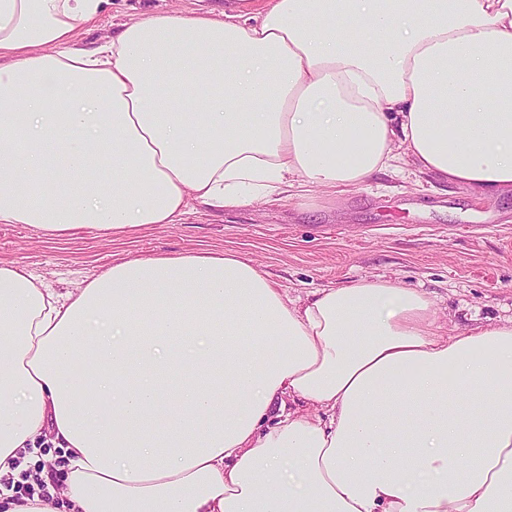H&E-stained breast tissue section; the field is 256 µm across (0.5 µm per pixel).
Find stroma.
<instances>
[{
    "label": "stroma",
    "mask_w": 512,
    "mask_h": 512,
    "mask_svg": "<svg viewBox=\"0 0 512 512\" xmlns=\"http://www.w3.org/2000/svg\"><path fill=\"white\" fill-rule=\"evenodd\" d=\"M227 2L108 0L74 44L97 46L146 12L220 11ZM197 249L241 255L292 299L331 284L391 278L428 293L451 335L512 317V194L478 199L407 170L379 173L333 198L276 195L233 210L197 202L180 223L116 240L90 229L49 238L29 224H0V261L24 264L59 293L122 260Z\"/></svg>",
    "instance_id": "stroma-1"
}]
</instances>
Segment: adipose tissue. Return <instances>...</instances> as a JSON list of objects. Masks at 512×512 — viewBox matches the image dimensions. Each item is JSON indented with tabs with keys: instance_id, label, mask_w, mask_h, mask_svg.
I'll return each instance as SVG.
<instances>
[{
	"instance_id": "adipose-tissue-1",
	"label": "adipose tissue",
	"mask_w": 512,
	"mask_h": 512,
	"mask_svg": "<svg viewBox=\"0 0 512 512\" xmlns=\"http://www.w3.org/2000/svg\"><path fill=\"white\" fill-rule=\"evenodd\" d=\"M104 2L0 0V224L119 237L401 163L512 192V0H260L73 48ZM46 432L64 502L12 501ZM0 512H512V320L448 336L383 277L292 300L231 252L64 294L0 262Z\"/></svg>"
}]
</instances>
